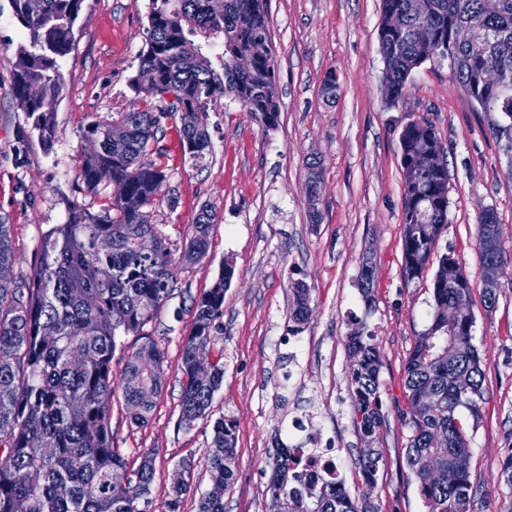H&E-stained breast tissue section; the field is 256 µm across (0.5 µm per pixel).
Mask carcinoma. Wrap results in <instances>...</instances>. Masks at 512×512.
Here are the masks:
<instances>
[{
    "instance_id": "1",
    "label": "carcinoma",
    "mask_w": 512,
    "mask_h": 512,
    "mask_svg": "<svg viewBox=\"0 0 512 512\" xmlns=\"http://www.w3.org/2000/svg\"><path fill=\"white\" fill-rule=\"evenodd\" d=\"M84 0H43V13L31 17L25 0H9L26 37L18 49L13 95L32 121L45 150L56 139L54 112L64 88L63 63L73 49V29ZM413 15L411 0H382L379 51L388 91L401 98L414 70L434 58L448 59L452 79L477 101L482 112H496L494 135L512 152V86L495 88L484 80L483 59L497 57L512 70V0H424ZM401 17L398 29L388 26ZM148 40L139 54L130 88L143 106L118 112L87 127L97 151L81 156L79 178L94 190L100 173L110 175L112 198L99 213L72 205L66 221L42 236L34 273L0 281V512H150L154 462L149 453L128 470L112 432L111 403L120 394L130 424L147 420L162 389L163 352L151 340L125 358L120 379L112 376L119 334L147 336L148 326L177 290V270L207 252L214 214L204 205L193 234L174 254L155 223L153 207L167 182L165 152L157 133L162 119L186 108L198 111L197 124L176 128L183 151L201 155L210 145L204 116L214 100L230 96L267 127L276 125L275 68L269 16L264 0H149ZM221 44L214 55L211 48ZM402 181V259L407 278L423 276L437 262L432 280L433 314L417 336L405 366L406 424L411 430L406 463L420 480L434 463L435 484L419 483L428 512H474L471 453L459 417L478 411L483 373L472 342L475 316L467 309L448 327V308L471 284L454 255L435 256L448 226V167L444 146L426 120H412L400 133ZM320 162L308 164L310 200L319 195ZM154 241L153 254L138 240ZM502 228L492 211L478 225L483 272L499 263ZM18 263L12 225L0 222V267ZM234 269L227 264L210 288L193 299L194 325L182 350L178 428L191 431L209 418L224 379V363L207 373L196 369L224 334V292ZM291 331L298 333L310 313L311 288L291 284ZM353 365L349 378L357 425L364 439L360 474L372 486L383 465L375 447L384 422L380 404L381 358L374 336L360 322L347 336ZM149 357L148 362L141 356ZM236 442L231 420L212 423L206 454L211 489L198 512H224L231 484ZM182 486L170 490L168 512H178L193 478L194 460L184 458ZM266 512H365L337 478L319 475L280 451L273 459Z\"/></svg>"
}]
</instances>
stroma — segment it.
I'll return each instance as SVG.
<instances>
[{"instance_id":"35a3bbf8","label":"stroma","mask_w":512,"mask_h":512,"mask_svg":"<svg viewBox=\"0 0 512 512\" xmlns=\"http://www.w3.org/2000/svg\"><path fill=\"white\" fill-rule=\"evenodd\" d=\"M382 0H266L279 103L275 127L257 122L223 98L205 122L203 157L184 154L175 133L179 116L162 121L170 175L155 208L169 247L181 249L202 205L214 214L208 250L178 274V288L153 323L164 353V382L146 426L130 423L112 401V430L130 466L154 454L155 512H165L174 469L193 457L197 469L180 512H197L211 487L203 464L211 425L185 432L180 411L183 340L193 328L191 297L211 287L224 265L235 270L224 294V382L213 416L230 417L236 438L234 480L224 512H265L272 457L287 439L292 415L315 413L342 460L340 478L352 498L374 512H427L405 460L410 430L405 365L430 322L432 272L408 280L402 266V127L424 119L437 130L448 161V229L438 252L454 254L469 279L475 314L473 342L481 353L483 399L477 414L462 412L471 448L475 512H512V486L502 467L512 456V160L490 130L491 118L449 79L447 60L425 62L397 103H389L378 28ZM149 0H84L73 50L63 65L57 137L45 151L14 99L13 73L23 33L8 0H0V220L11 224L19 272L32 274L41 236L64 223L77 204L101 212L109 183L87 190L78 176L94 120L140 107L129 87L146 46ZM336 77V96L322 85ZM323 161L317 202L306 194L307 163ZM494 211L502 227L499 291L494 309L482 301L478 222ZM319 213L312 223L311 213ZM374 271V303L359 283L363 263ZM312 290L311 311L292 333L290 286ZM363 320L380 347L384 423L376 443L384 464L373 486L357 466L364 442L356 424L346 336Z\"/></svg>"}]
</instances>
